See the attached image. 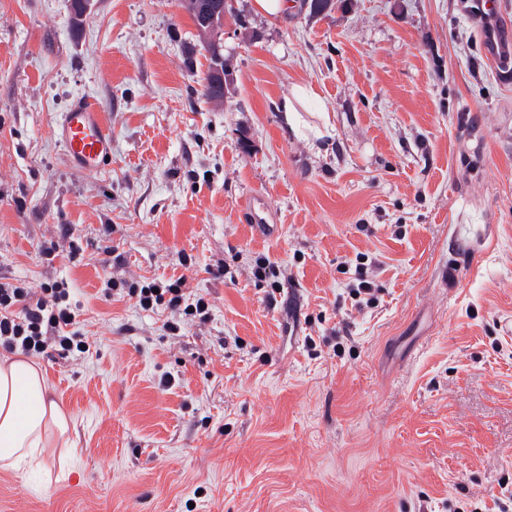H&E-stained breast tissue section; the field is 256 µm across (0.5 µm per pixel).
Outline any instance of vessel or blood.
<instances>
[{
  "label": "vessel or blood",
  "mask_w": 512,
  "mask_h": 512,
  "mask_svg": "<svg viewBox=\"0 0 512 512\" xmlns=\"http://www.w3.org/2000/svg\"><path fill=\"white\" fill-rule=\"evenodd\" d=\"M484 51L490 62L500 64L512 60V39L494 32L486 35ZM63 144L72 167L85 173H98L109 164L112 132L101 109L87 96L74 98L54 129Z\"/></svg>",
  "instance_id": "b4317fda"
}]
</instances>
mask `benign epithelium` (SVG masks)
I'll use <instances>...</instances> for the list:
<instances>
[{
	"mask_svg": "<svg viewBox=\"0 0 512 512\" xmlns=\"http://www.w3.org/2000/svg\"><path fill=\"white\" fill-rule=\"evenodd\" d=\"M189 13L200 21L197 31L206 38L209 45L216 48L214 63L205 75L206 84L216 89L214 100L221 101L234 82L231 60L218 51L220 36L224 28L227 11L224 0H183Z\"/></svg>",
	"mask_w": 512,
	"mask_h": 512,
	"instance_id": "7a95c632",
	"label": "benign epithelium"
}]
</instances>
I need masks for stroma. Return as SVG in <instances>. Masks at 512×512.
<instances>
[{
    "instance_id": "35a3bbf8",
    "label": "stroma",
    "mask_w": 512,
    "mask_h": 512,
    "mask_svg": "<svg viewBox=\"0 0 512 512\" xmlns=\"http://www.w3.org/2000/svg\"><path fill=\"white\" fill-rule=\"evenodd\" d=\"M293 2L272 22L237 0L213 103L181 0H92L79 23L69 0H0V279H66L89 345L37 356L76 455L0 469V512H487L512 492V67L470 0ZM298 84L319 99L293 129ZM79 94L112 129L97 174L53 133ZM62 224L82 252L46 260ZM360 252L380 290L361 312ZM259 253L291 278L273 308ZM181 276L213 311L179 337L102 292ZM484 51L487 58L493 64H500L511 60L512 57V39L502 36L494 31L486 34L484 42ZM318 98V93L313 86L309 84L295 85L291 97L285 99L281 104L280 112L284 113L285 119L290 125H296L297 105L303 100H316ZM363 265L364 263L358 262L355 269L359 272L355 274V282L350 283L348 286L351 306L359 311L375 307L379 302L378 294L380 291L379 288H374V285L365 279L363 273L360 272V266Z\"/></svg>"
}]
</instances>
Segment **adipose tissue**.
<instances>
[{"label":"adipose tissue","mask_w":512,"mask_h":512,"mask_svg":"<svg viewBox=\"0 0 512 512\" xmlns=\"http://www.w3.org/2000/svg\"><path fill=\"white\" fill-rule=\"evenodd\" d=\"M69 430L35 360L0 358V468L14 470L46 449L69 447Z\"/></svg>","instance_id":"obj_1"}]
</instances>
